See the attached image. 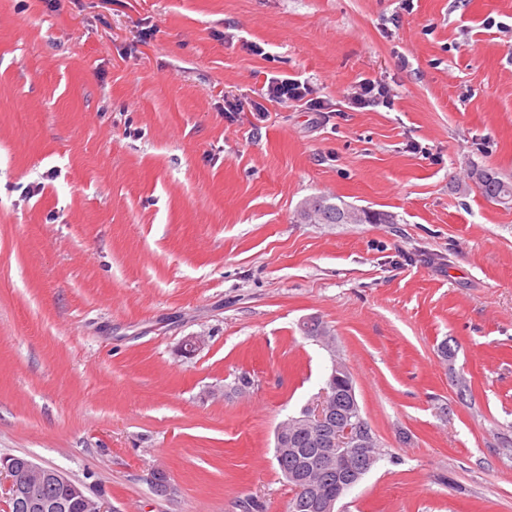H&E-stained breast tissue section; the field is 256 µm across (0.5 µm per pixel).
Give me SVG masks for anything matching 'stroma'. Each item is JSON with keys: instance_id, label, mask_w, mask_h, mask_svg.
Instances as JSON below:
<instances>
[{"instance_id": "1", "label": "stroma", "mask_w": 512, "mask_h": 512, "mask_svg": "<svg viewBox=\"0 0 512 512\" xmlns=\"http://www.w3.org/2000/svg\"><path fill=\"white\" fill-rule=\"evenodd\" d=\"M366 77L393 108L349 109ZM474 166L512 179V0H0V457L106 512H287L275 431L337 356L383 456L335 512H512V207ZM314 91L311 84L293 78H272L268 82L267 95L274 102H301L305 101L312 110L322 111L324 102L319 97H313ZM470 175L485 197L505 206L512 205V182L505 181L499 172L492 168H476ZM307 214L315 224H391V215L353 207L334 195L313 196L300 205L299 215ZM312 218V219H311Z\"/></svg>"}]
</instances>
